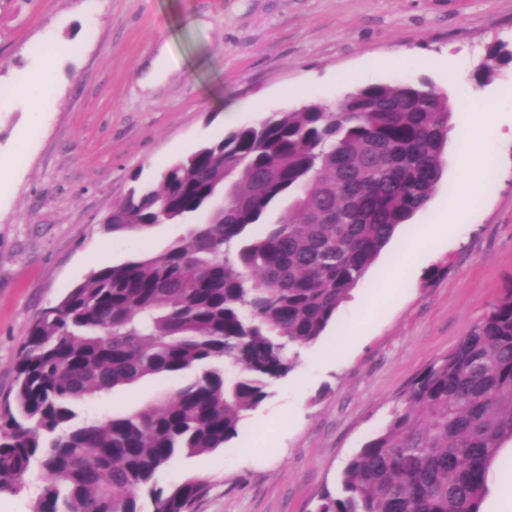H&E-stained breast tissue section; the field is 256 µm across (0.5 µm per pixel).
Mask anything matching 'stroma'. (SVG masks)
Here are the masks:
<instances>
[{
    "label": "stroma",
    "mask_w": 512,
    "mask_h": 512,
    "mask_svg": "<svg viewBox=\"0 0 512 512\" xmlns=\"http://www.w3.org/2000/svg\"><path fill=\"white\" fill-rule=\"evenodd\" d=\"M67 50L47 77L59 103L0 114V155L21 154L0 191V400L13 396L30 329L93 271L163 254L189 230L158 224L108 234L104 217L134 182L236 125L308 102L332 107L370 84L428 81L447 95L442 176L315 343L270 383L224 448L177 456L166 487L196 476L195 512H315L349 459L403 407L410 383L447 354L512 286V62L477 84L489 46L512 45V0H0V95L39 64L48 38ZM398 58L393 67L378 59ZM352 72L349 82L337 72ZM262 105L253 112L251 103ZM493 107L482 166L458 165L457 130ZM482 195L404 270L400 256L466 184ZM149 377L75 405L123 415L172 395Z\"/></svg>",
    "instance_id": "1"
}]
</instances>
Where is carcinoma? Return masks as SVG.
<instances>
[{"mask_svg":"<svg viewBox=\"0 0 512 512\" xmlns=\"http://www.w3.org/2000/svg\"><path fill=\"white\" fill-rule=\"evenodd\" d=\"M512 61L500 43L476 68ZM428 83L371 84L237 127L134 187L108 233L192 225L163 254L93 272L33 324L0 402V492L36 467L33 512H195L207 482L163 488L172 459L213 452L315 342L395 230L429 203L451 116ZM279 220L265 223L282 201ZM167 399L76 420L72 404L145 377ZM512 440V288L409 385L316 512H480Z\"/></svg>","mask_w":512,"mask_h":512,"instance_id":"carcinoma-1","label":"carcinoma"}]
</instances>
